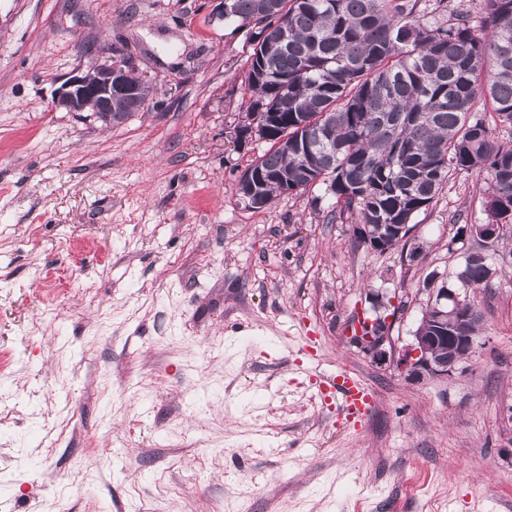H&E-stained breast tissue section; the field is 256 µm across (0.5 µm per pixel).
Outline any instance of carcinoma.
<instances>
[{
    "instance_id": "1",
    "label": "carcinoma",
    "mask_w": 512,
    "mask_h": 512,
    "mask_svg": "<svg viewBox=\"0 0 512 512\" xmlns=\"http://www.w3.org/2000/svg\"><path fill=\"white\" fill-rule=\"evenodd\" d=\"M474 26L448 0H224V22L248 29L240 112L268 148L236 179L247 207L322 186L329 221L349 217L383 253L457 171L488 176V223L512 225V0H484ZM451 16V23L439 17ZM135 96L112 95L96 120L122 123L152 84L131 72ZM483 108H477V105ZM512 259L470 254L457 273L475 292Z\"/></svg>"
}]
</instances>
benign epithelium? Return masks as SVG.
<instances>
[{
	"instance_id": "1",
	"label": "benign epithelium",
	"mask_w": 512,
	"mask_h": 512,
	"mask_svg": "<svg viewBox=\"0 0 512 512\" xmlns=\"http://www.w3.org/2000/svg\"><path fill=\"white\" fill-rule=\"evenodd\" d=\"M97 53L104 62L94 69V74L76 72L58 88L54 103L70 112L98 111L100 104L112 101V94L134 95L137 89L126 83L124 76L138 68L134 56L109 42L96 44ZM471 236L480 239L482 254L499 241L497 224H470ZM426 302L422 312L433 314L439 328L447 331L445 340L453 343L454 352L448 353V346L440 344L439 337L425 336L413 332L411 340L397 347L391 332L395 314H386L384 296L375 294L369 315L361 316L359 334L353 336L354 343L373 363L391 365L409 378L442 379L453 378L460 365L475 354L478 337L466 332L472 321H481L478 310L452 288H427Z\"/></svg>"
}]
</instances>
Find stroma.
Masks as SVG:
<instances>
[{
	"label": "stroma",
	"mask_w": 512,
	"mask_h": 512,
	"mask_svg": "<svg viewBox=\"0 0 512 512\" xmlns=\"http://www.w3.org/2000/svg\"><path fill=\"white\" fill-rule=\"evenodd\" d=\"M104 39L153 80L108 128L52 106ZM247 51L220 0H0V512H512V266L451 380L348 333L379 292L407 342L428 274L457 287L486 173L415 217L414 259L326 222L320 187L248 208ZM318 366L373 390L357 427Z\"/></svg>",
	"instance_id": "35a3bbf8"
}]
</instances>
